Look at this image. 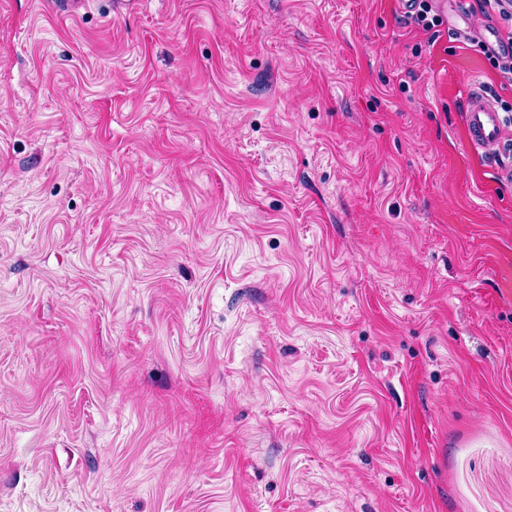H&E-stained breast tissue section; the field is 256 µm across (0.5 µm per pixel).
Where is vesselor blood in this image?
<instances>
[{"label":"vessel or blood","mask_w":512,"mask_h":512,"mask_svg":"<svg viewBox=\"0 0 512 512\" xmlns=\"http://www.w3.org/2000/svg\"><path fill=\"white\" fill-rule=\"evenodd\" d=\"M464 112L470 148L485 156L499 178L512 181V136L502 124L497 104L475 89L466 98Z\"/></svg>","instance_id":"vessel-or-blood-1"}]
</instances>
